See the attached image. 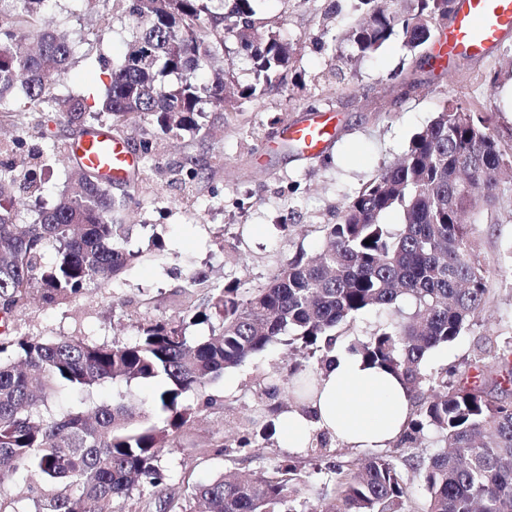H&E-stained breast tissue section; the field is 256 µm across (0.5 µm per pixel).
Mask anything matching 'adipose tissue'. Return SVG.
<instances>
[{
    "instance_id": "ef3b65f1",
    "label": "adipose tissue",
    "mask_w": 512,
    "mask_h": 512,
    "mask_svg": "<svg viewBox=\"0 0 512 512\" xmlns=\"http://www.w3.org/2000/svg\"><path fill=\"white\" fill-rule=\"evenodd\" d=\"M409 415L410 400L399 379L359 354L342 352L279 421L282 440L293 450L309 447L318 432L350 448H386Z\"/></svg>"
}]
</instances>
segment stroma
Here are the masks:
<instances>
[{
    "label": "stroma",
    "mask_w": 512,
    "mask_h": 512,
    "mask_svg": "<svg viewBox=\"0 0 512 512\" xmlns=\"http://www.w3.org/2000/svg\"><path fill=\"white\" fill-rule=\"evenodd\" d=\"M113 0H49L43 26L67 32L75 44L68 71L54 79L61 95L102 97L109 75L123 60L131 22ZM257 16L288 42L289 63L274 87L255 97L241 88L254 82L234 39L224 46L223 65L234 96L224 110L209 112L200 131L158 136L155 154L140 161L141 180L113 184L127 195L123 221L131 228L129 249L160 251L102 288H87L58 305L30 301L13 314V335L36 339L76 338L88 343L130 342L142 323L175 318L203 303L209 287L228 282L241 292L267 283L278 259L302 251L316 254L325 225L339 222L344 206L379 173L397 163L414 136L445 104L487 108L492 128L512 155V110L503 103L512 91V37L485 57H459L447 75L432 72L402 37H392L375 54L360 56L346 33L360 15L358 0H257ZM16 91L12 112L0 113V163L15 167L14 194L22 202L17 221L31 223L71 183L75 161L69 144L76 131L51 112L24 110ZM315 111L335 113L336 134L321 155L305 157L283 147L279 133ZM58 152L49 164L37 156L48 140ZM493 221L473 235L475 254L491 273L492 291L479 316L451 344L430 351V375L467 372L470 364L494 365L512 343V181L500 185ZM207 285L186 289L190 273ZM301 357L277 344L209 384L216 405L201 409L176 438L161 465L165 490L181 498L193 486L242 469L266 474L290 456L280 436L255 438L248 459L236 441L250 434L249 418L263 415L264 390L278 385V402L292 396L286 386ZM162 385L151 379L114 382L87 392L59 388L58 410H77L113 397L151 407ZM42 486L15 476L0 486V512H35Z\"/></svg>",
    "instance_id": "stroma-1"
}]
</instances>
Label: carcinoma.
Instances as JSON below:
<instances>
[{"instance_id": "carcinoma-1", "label": "carcinoma", "mask_w": 512, "mask_h": 512, "mask_svg": "<svg viewBox=\"0 0 512 512\" xmlns=\"http://www.w3.org/2000/svg\"><path fill=\"white\" fill-rule=\"evenodd\" d=\"M130 50L110 77L97 111L79 97H58L46 72H62L74 44L64 32L41 25L43 0H17L12 21L0 23V110L9 111L16 86L30 109L56 112L82 132L120 129L146 120L173 137L202 127L206 107L224 108V72L207 83L233 37L252 66L251 97L273 86L288 64L290 46L264 28L256 0H129ZM412 10L383 9L360 0L361 18L349 37L364 56L400 34L416 50L433 34L432 21L453 11L454 0H409ZM31 37L38 51L20 55L16 41ZM512 171L488 113L449 104L413 139L408 152L383 170L324 229L314 258L300 252L279 262L271 280L244 296L236 284L210 289L190 318L149 321L130 342L88 344L75 338L39 340L0 336V482L24 473L47 493L39 512H114L113 504L142 484L159 488L162 457L173 433L197 410L181 403L224 371L267 347L285 343L316 357L297 372L292 391L304 389L329 360L339 325L371 308L394 315L349 351L394 373L412 401L397 446L416 452L397 458L387 448L326 462L335 500L313 507L300 497L296 466L279 464L263 477L219 475L195 487L182 504L163 492L146 512H512V347L480 373L481 381L448 383L429 376L426 355L456 340L485 307L491 278L471 248L479 219L464 222L479 201L491 205L501 175ZM77 186L61 194L32 224L15 223L14 170L0 166V313L14 314L30 299L59 303L92 285L106 286L138 263L120 223L126 198H116L89 169L77 168ZM396 212L398 224L383 217ZM53 262H45L47 250ZM219 320L205 337L187 335L191 324ZM161 377L165 387L146 411L118 397L89 410L55 413L48 397L60 387L86 390L106 382L127 384ZM439 449L417 451L426 433ZM418 478L422 506L409 490Z\"/></svg>"}]
</instances>
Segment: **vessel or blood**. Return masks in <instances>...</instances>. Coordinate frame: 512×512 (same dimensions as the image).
I'll return each mask as SVG.
<instances>
[{
  "label": "vessel or blood",
  "instance_id": "vessel-or-blood-1",
  "mask_svg": "<svg viewBox=\"0 0 512 512\" xmlns=\"http://www.w3.org/2000/svg\"><path fill=\"white\" fill-rule=\"evenodd\" d=\"M512 34V0H459L453 26L437 50L438 61L461 56H484ZM336 132L329 112L311 115L286 126L281 137L305 156L322 153ZM72 152L79 166L98 171L111 181L124 180L134 157L127 145L109 133L83 134L75 138Z\"/></svg>",
  "mask_w": 512,
  "mask_h": 512
}]
</instances>
